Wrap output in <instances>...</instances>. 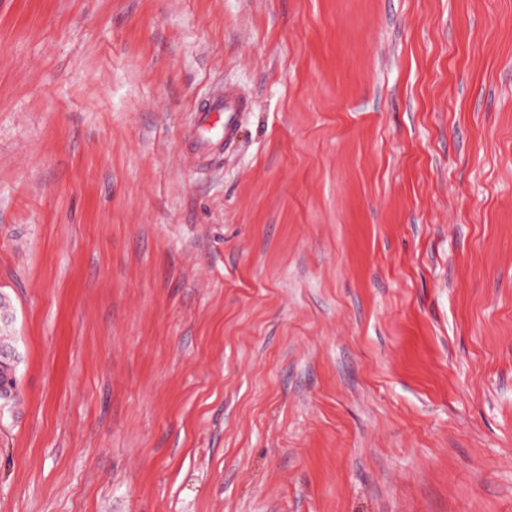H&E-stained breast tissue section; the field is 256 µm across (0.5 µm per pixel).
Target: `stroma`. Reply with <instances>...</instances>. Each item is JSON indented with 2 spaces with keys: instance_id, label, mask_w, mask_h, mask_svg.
Wrapping results in <instances>:
<instances>
[{
  "instance_id": "stroma-1",
  "label": "stroma",
  "mask_w": 512,
  "mask_h": 512,
  "mask_svg": "<svg viewBox=\"0 0 512 512\" xmlns=\"http://www.w3.org/2000/svg\"><path fill=\"white\" fill-rule=\"evenodd\" d=\"M0 313V512H512V0H0ZM251 107L249 99L230 88L218 89L211 94L205 108L197 110L196 123L203 131V143L210 141L207 134L216 132L218 138L224 139V148L236 145V133ZM18 358V353L13 346L0 345V388L5 387L9 389L12 386V390H9L10 397L8 402L14 404L16 402V369L15 362L9 360H15ZM9 359V360H6Z\"/></svg>"
}]
</instances>
